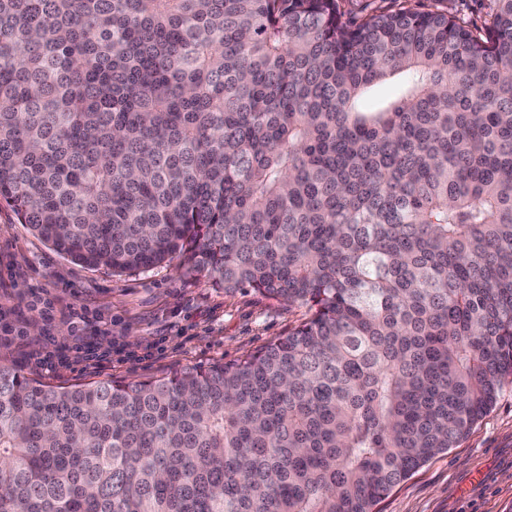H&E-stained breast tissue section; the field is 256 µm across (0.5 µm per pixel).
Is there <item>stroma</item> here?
<instances>
[{
    "mask_svg": "<svg viewBox=\"0 0 512 512\" xmlns=\"http://www.w3.org/2000/svg\"><path fill=\"white\" fill-rule=\"evenodd\" d=\"M480 27L486 0H407ZM66 309L64 319L23 315L31 294ZM302 308L251 290L211 287L172 265L115 274L67 259L0 205V361L68 386L136 381L186 366L228 362L286 335ZM47 340L31 355L17 337ZM374 512H512V385L458 447L433 457L397 485Z\"/></svg>",
    "mask_w": 512,
    "mask_h": 512,
    "instance_id": "stroma-1",
    "label": "stroma"
}]
</instances>
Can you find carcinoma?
I'll list each match as a JSON object with an SVG mask.
<instances>
[{
    "label": "carcinoma",
    "mask_w": 512,
    "mask_h": 512,
    "mask_svg": "<svg viewBox=\"0 0 512 512\" xmlns=\"http://www.w3.org/2000/svg\"><path fill=\"white\" fill-rule=\"evenodd\" d=\"M0 0V202L305 309L234 361L0 363V512H373L512 384V0ZM405 5L419 11H448V15L469 27H481L489 19V8L485 0H408Z\"/></svg>",
    "instance_id": "1"
}]
</instances>
